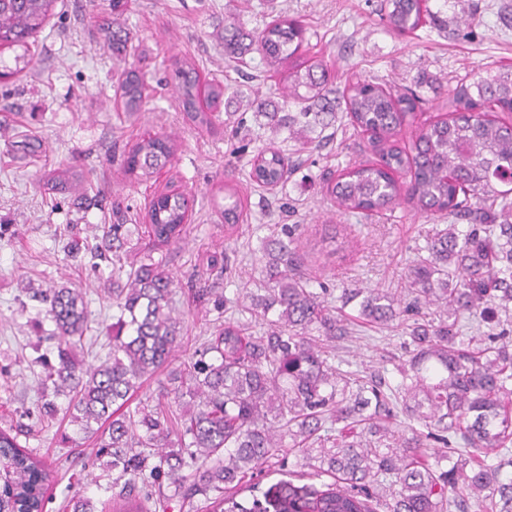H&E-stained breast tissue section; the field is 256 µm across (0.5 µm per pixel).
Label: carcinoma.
I'll return each instance as SVG.
<instances>
[{
    "label": "carcinoma",
    "instance_id": "1",
    "mask_svg": "<svg viewBox=\"0 0 512 512\" xmlns=\"http://www.w3.org/2000/svg\"><path fill=\"white\" fill-rule=\"evenodd\" d=\"M58 0H0V51L24 47L44 29ZM430 0H385L382 20L389 31L412 35L425 22L446 24ZM307 28L280 17L244 43L234 21L224 20V57L237 60L258 51L271 70L288 66L283 103L301 105L280 115L257 104L273 131L286 128L308 143L307 132L325 130L343 106L349 124L369 135L377 162H355L326 185V194L342 213L366 216L391 211L404 203L418 212L466 220L460 235L450 224L436 232L428 255L410 265L409 285L424 304H443L453 321L415 322L409 330V359L398 367L394 388L380 381L362 382L328 362L312 333L328 342L350 334L324 297L309 288L293 268L288 244L266 248L267 295L253 301L250 313L268 322L256 336L245 323L224 327L196 348L168 374L172 388L159 390L153 405L132 404L142 381L167 364L177 346L180 321L170 306L173 277L161 262L147 261L127 271L126 283L112 289V306L120 312L112 324V349L95 368L77 361L90 331L82 293L67 286L29 288L55 326L54 349L40 355L36 424L51 428L59 417L80 426L106 424L99 454L110 457L112 482L118 490L112 512H146L152 489L166 486L174 499L191 503L199 496L210 512H261L248 509L224 491L255 476L271 460L293 456L305 466L333 478L321 488L288 485L277 490L275 512H378L374 484L391 479L385 512H468L473 497L482 508L512 512V479H501L512 462L487 461L488 451L512 446V349L496 337L460 335L459 316L466 313L491 326L512 308V119L479 108L505 112L512 107V65H499L461 78L451 90L448 116L413 130V154L396 148L409 112L406 99L422 97L412 88L357 77L336 91L320 59H295ZM176 93L189 120L210 127L213 112L224 102L227 87L204 81L184 60L173 70ZM148 86L130 74L117 86L114 104L131 115L143 110ZM178 140L154 135L137 140L124 158L126 171L153 174L175 157ZM285 156L262 150L254 156L250 176L263 186L288 179ZM410 173L402 183L400 171ZM221 211L228 232L243 213L237 190L224 186ZM189 201L182 193L162 194L146 214L147 233L155 246L178 243L186 231ZM130 229L111 224L96 251L112 252V267L123 271V249ZM276 318H268L270 312ZM408 309L397 297L371 290L359 302L363 319L392 322ZM191 404L175 415L169 395ZM68 398L66 406L56 398ZM413 421L407 430L389 425L391 405ZM342 424L335 429L333 425ZM33 427L0 429V512H44L46 490L55 480L47 460L19 443ZM177 450H168L170 437ZM288 444H283L284 438ZM451 461L445 469L442 462ZM65 512H97L93 500L74 495Z\"/></svg>",
    "mask_w": 512,
    "mask_h": 512
}]
</instances>
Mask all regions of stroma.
<instances>
[{"instance_id":"obj_1","label":"stroma","mask_w":512,"mask_h":512,"mask_svg":"<svg viewBox=\"0 0 512 512\" xmlns=\"http://www.w3.org/2000/svg\"><path fill=\"white\" fill-rule=\"evenodd\" d=\"M273 2L277 12L303 21L308 33L299 53L322 59L336 87L363 76L417 89L424 99L420 123L446 115L458 76L512 64V0H473V24L445 30L427 25L414 37L388 31L381 0ZM111 14L112 0H59L29 48L0 52V377L15 379L11 395L0 393L3 429L35 406L36 359L52 348L44 338L52 324L38 303L27 300L25 289H81L92 327L81 364L98 366L111 351L118 310L104 290L112 285V265L87 251L67 256L64 245L72 237L95 244L101 226L114 221L113 207L121 208L128 223L142 225L156 194L178 192L190 200L183 241L155 251L147 233H135L126 256L130 262L148 254L164 261L174 278L171 306L182 322V348L200 346L229 320L264 332L247 307L266 286L264 244L281 238L284 226L294 227L299 239L300 271L338 307L349 288H380L407 298L409 265L447 225L403 205L370 218L338 213L324 183L348 164L373 159L367 135L341 120L326 144L305 145L288 130L272 131L256 115L253 100L279 101V78L255 51L240 64L225 62L224 18L234 16L244 31H259L267 21L264 0H128L126 41L118 47L102 27ZM184 57L196 61L203 78L222 81L233 97L221 105L211 131L194 130L175 101L169 79ZM130 70L148 82L150 98L143 112L129 118L114 111L113 94L117 79ZM164 132L179 138L175 159L147 178L125 174L124 146ZM271 145L288 158L291 173L284 185L268 189L249 172L253 156ZM61 171L69 174V184L50 186ZM228 184L246 213L230 237L218 210ZM215 260L223 264V275L211 273ZM202 281L210 292L194 297L191 287ZM346 308L353 314L358 306ZM408 341L400 324L361 323L338 341L328 361L394 386L400 381L397 365L409 357ZM64 433L78 439V448L62 445L52 429L26 441L58 468L47 512H61L76 493L111 500L110 478L95 458L94 441L75 425H66ZM285 481L301 486L321 479L294 457L275 459L239 486L235 498L251 504Z\"/></svg>"}]
</instances>
